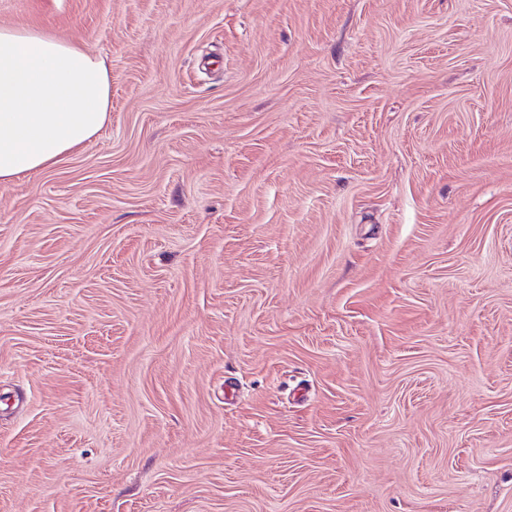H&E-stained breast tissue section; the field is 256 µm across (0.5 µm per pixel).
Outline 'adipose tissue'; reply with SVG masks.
<instances>
[{"mask_svg": "<svg viewBox=\"0 0 512 512\" xmlns=\"http://www.w3.org/2000/svg\"><path fill=\"white\" fill-rule=\"evenodd\" d=\"M110 110L101 55L41 30L0 26V183L66 162Z\"/></svg>", "mask_w": 512, "mask_h": 512, "instance_id": "obj_1", "label": "adipose tissue"}]
</instances>
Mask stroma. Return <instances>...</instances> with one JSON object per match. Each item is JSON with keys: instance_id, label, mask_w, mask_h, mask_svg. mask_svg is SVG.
<instances>
[{"instance_id": "35a3bbf8", "label": "stroma", "mask_w": 512, "mask_h": 512, "mask_svg": "<svg viewBox=\"0 0 512 512\" xmlns=\"http://www.w3.org/2000/svg\"><path fill=\"white\" fill-rule=\"evenodd\" d=\"M110 118L0 184V512H512V0H0Z\"/></svg>"}]
</instances>
